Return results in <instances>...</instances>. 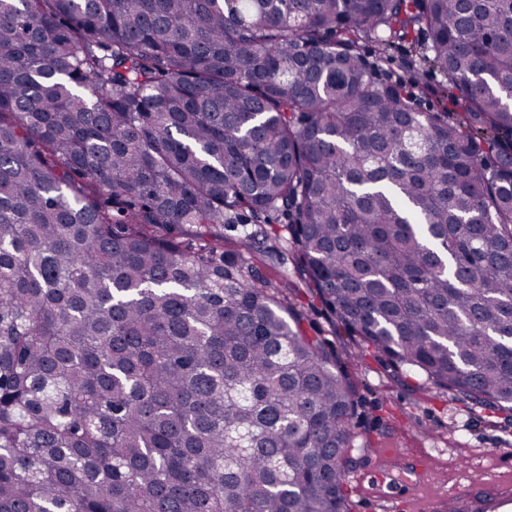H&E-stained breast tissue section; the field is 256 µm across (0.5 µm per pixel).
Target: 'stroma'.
I'll list each match as a JSON object with an SVG mask.
<instances>
[{"mask_svg": "<svg viewBox=\"0 0 512 512\" xmlns=\"http://www.w3.org/2000/svg\"><path fill=\"white\" fill-rule=\"evenodd\" d=\"M423 42L416 31L384 59H377L378 48L370 41L363 42L362 52L376 61L375 79L412 78L418 104L426 109L441 101V75L426 65L412 74L402 66L403 58ZM256 260L288 299L306 311L315 331L345 354L348 373L363 398L367 445L356 453L357 466L349 477L352 512H395L394 500L405 494L411 476L396 467L382 469L380 455L386 448L424 458L425 482L415 493L421 505L463 487L475 473L512 480V412L494 413L431 382L406 377L366 351L358 337L333 331L319 308L311 307L305 286L295 274L285 273L276 258L260 254Z\"/></svg>", "mask_w": 512, "mask_h": 512, "instance_id": "1", "label": "stroma"}]
</instances>
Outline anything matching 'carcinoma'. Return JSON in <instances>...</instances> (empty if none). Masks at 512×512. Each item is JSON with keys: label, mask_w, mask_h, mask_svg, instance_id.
Wrapping results in <instances>:
<instances>
[{"label": "carcinoma", "mask_w": 512, "mask_h": 512, "mask_svg": "<svg viewBox=\"0 0 512 512\" xmlns=\"http://www.w3.org/2000/svg\"><path fill=\"white\" fill-rule=\"evenodd\" d=\"M417 28L447 112L361 53ZM259 248L512 411V0H0V512H350L361 396Z\"/></svg>", "instance_id": "obj_1"}]
</instances>
